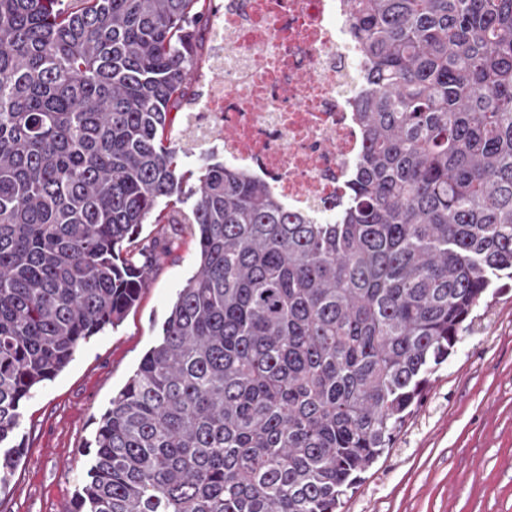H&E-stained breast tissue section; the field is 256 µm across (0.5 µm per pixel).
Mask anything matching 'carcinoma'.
<instances>
[{
	"mask_svg": "<svg viewBox=\"0 0 512 512\" xmlns=\"http://www.w3.org/2000/svg\"><path fill=\"white\" fill-rule=\"evenodd\" d=\"M212 0H0V490L20 409L147 286ZM363 143L329 222L221 162L197 270L67 512H341L512 278V0H347Z\"/></svg>",
	"mask_w": 512,
	"mask_h": 512,
	"instance_id": "carcinoma-1",
	"label": "carcinoma"
}]
</instances>
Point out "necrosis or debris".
<instances>
[{"label": "necrosis or debris", "instance_id": "obj_1", "mask_svg": "<svg viewBox=\"0 0 512 512\" xmlns=\"http://www.w3.org/2000/svg\"><path fill=\"white\" fill-rule=\"evenodd\" d=\"M347 9L346 0H224L210 106L187 122L206 139L230 128L225 164L294 211L327 213L361 147Z\"/></svg>", "mask_w": 512, "mask_h": 512}]
</instances>
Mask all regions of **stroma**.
Listing matches in <instances>:
<instances>
[{
	"mask_svg": "<svg viewBox=\"0 0 512 512\" xmlns=\"http://www.w3.org/2000/svg\"><path fill=\"white\" fill-rule=\"evenodd\" d=\"M182 168L223 161L224 142H197L176 125ZM192 199L142 225L137 245H168L117 328L92 337L21 409L25 453L0 512H67L92 464L86 448L112 395L155 343L179 288L196 269L197 234L173 223ZM479 307L470 333L433 375L426 401L395 446L367 473L343 512H512V280Z\"/></svg>",
	"mask_w": 512,
	"mask_h": 512,
	"instance_id": "obj_1",
	"label": "stroma"
}]
</instances>
